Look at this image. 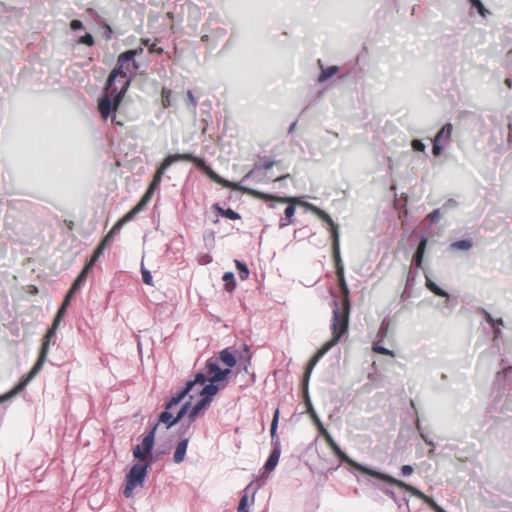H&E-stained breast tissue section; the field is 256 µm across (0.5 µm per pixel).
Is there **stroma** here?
Listing matches in <instances>:
<instances>
[{"label": "stroma", "instance_id": "1", "mask_svg": "<svg viewBox=\"0 0 512 512\" xmlns=\"http://www.w3.org/2000/svg\"><path fill=\"white\" fill-rule=\"evenodd\" d=\"M0 0V99L39 93L55 100L81 134L86 176L62 222L56 200L24 177L0 181V512H512V486L479 483L484 447L512 459V143L489 127L459 128L450 148L459 176L440 196L416 142L433 128L413 122L427 105L447 106L435 83L377 107L441 36L459 27L429 17L414 40L375 8L383 49L380 81L348 97L315 93L289 112L283 65L235 89L241 24L232 0ZM172 37L150 57L142 45ZM133 66L120 92L92 87ZM382 135L395 174L440 210L425 267L440 283L477 294L478 309L503 322L501 343L479 332L458 337V307L402 297L404 242L392 208L367 193L381 168L355 164L357 138ZM291 172L283 187L274 171ZM356 190L337 207V182ZM465 196L466 204L449 206ZM129 200L119 208L117 199ZM368 214L354 260L337 234L336 208ZM460 258L449 272L448 255ZM323 319L351 322L356 338L304 336L292 298ZM394 318L387 378L354 373L372 323ZM233 353L224 390L186 428L173 431L146 478L136 448L186 377ZM445 386L480 400L465 414L480 426L472 449L426 412ZM333 406L349 430L342 446L321 419ZM420 460L438 485L408 479Z\"/></svg>", "mask_w": 512, "mask_h": 512}]
</instances>
